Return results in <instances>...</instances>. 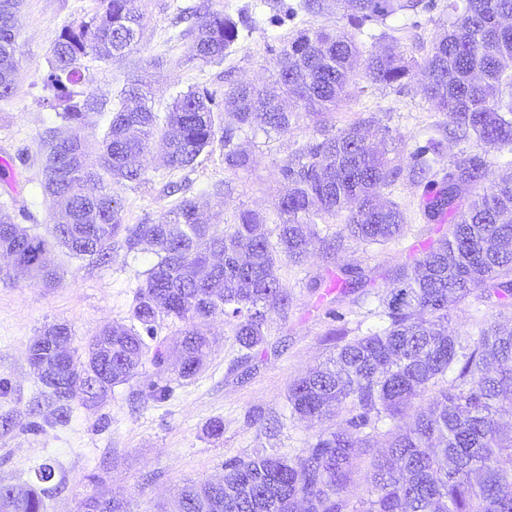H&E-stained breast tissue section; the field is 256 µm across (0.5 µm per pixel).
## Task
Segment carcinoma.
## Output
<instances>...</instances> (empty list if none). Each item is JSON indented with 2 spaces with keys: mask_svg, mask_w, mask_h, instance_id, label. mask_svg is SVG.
Returning a JSON list of instances; mask_svg holds the SVG:
<instances>
[{
  "mask_svg": "<svg viewBox=\"0 0 512 512\" xmlns=\"http://www.w3.org/2000/svg\"><path fill=\"white\" fill-rule=\"evenodd\" d=\"M423 0H340L348 25L363 32L370 24L416 11ZM102 12L62 28L54 42L45 86L52 109L68 134L44 140L43 198L53 205L45 232H29L0 208V253L13 266L50 285L58 273L50 253L56 246L76 257L104 264L119 241L141 245L156 257L138 286L133 319L137 325L107 326L84 353L67 351L55 362L51 337L70 336L54 324L34 337L32 361L52 366L36 379L56 404L54 423L70 413L78 393L96 405L113 387L136 377L144 360L161 366L167 348L155 342L160 316L182 326L175 348L179 377L204 367L213 348L209 321L236 320L235 339L245 350L264 342L269 310L290 303L276 270L281 257L299 263L316 249H334L319 236L317 221L334 219L355 240L384 244L402 236L405 209L381 200L400 178L421 189L427 224H446L448 233L422 255L388 276L383 299L385 324L336 346L324 363L295 379L288 389L291 412L310 426L348 415L346 426L321 429L295 458L273 450L224 462L217 483L182 487L173 512H512V329L485 324L463 338L448 326V311L470 298L512 300V175L485 188L486 153L447 156L442 140L431 138L410 154L407 168L392 165L370 146L364 122H353L303 148L281 168L287 193L277 204V241L265 231V216L241 210L222 231L214 230L197 201L184 198L156 224L129 225L112 194L99 187L100 175L87 163L89 143L82 134L86 116L103 108L93 95L75 100L73 87L84 79L83 60L112 59L133 50L142 31L135 0H101ZM23 0H0V99L17 86L19 17ZM454 21L422 61L409 63L396 47L363 49L346 30L310 27L284 42L271 79L262 84H229L234 124L221 127L224 100L205 85L176 95L164 115L147 104L140 84L119 94L102 138L96 143L100 166L118 181L139 182L137 163L160 136L170 169L195 164L224 129V168L247 171L255 160L234 142L236 133L259 122L277 133L290 130L295 109L324 117L347 99L361 77L401 92L415 74L423 77L425 100L448 116L443 140H475L498 152H512V0H448ZM256 21L242 28L224 12L196 16L188 60L221 63ZM435 391L427 409L417 400ZM387 425L386 451L367 465L366 496H345L358 470L362 448ZM54 477L48 466L35 473L37 485L11 498L0 485V509L44 512L46 489ZM129 512L128 503L105 493L79 503V512Z\"/></svg>",
  "mask_w": 512,
  "mask_h": 512,
  "instance_id": "carcinoma-1",
  "label": "carcinoma"
}]
</instances>
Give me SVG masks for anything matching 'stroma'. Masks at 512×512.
<instances>
[{"mask_svg": "<svg viewBox=\"0 0 512 512\" xmlns=\"http://www.w3.org/2000/svg\"><path fill=\"white\" fill-rule=\"evenodd\" d=\"M255 0H138L143 13V37L136 50L112 61L86 59L79 89L117 100L127 83L140 81L150 92L155 111H166L177 92L195 84L224 89L226 80H268L276 54L294 31L307 27L342 29L346 21L336 0H324L316 15L298 13L284 25L255 30L222 64L186 63L189 39L173 40L172 23L178 9L201 4L209 10L232 15L250 13ZM438 9L417 19H397L378 27V39L364 45L379 50L400 47L407 59H422L433 42L447 32L451 22L441 10L448 0H437ZM101 10L100 0H24L20 14L18 54L19 84L16 93L0 99V158L14 172L13 184L0 181V204H7L15 222L41 232L51 221L50 207L38 192L45 155L42 141L48 129L61 121L45 107L50 92L43 78L51 48L64 26L78 24ZM370 139H378V125H387L398 144L390 157L405 165L414 145L437 130L447 117L428 104L419 82L399 93L359 80L348 99L329 115L328 125L341 128L366 118ZM319 117L298 112L285 133L256 126L239 138L255 164L247 171L224 167V144L213 145L194 166L168 169L159 147L144 160L141 183L105 178L103 185L118 201L125 223L159 222L181 198L200 202L219 226H227L241 210L251 209L266 218L269 236L277 234L276 205L285 193L281 167L310 141L319 138ZM224 187L222 195L210 194L212 185ZM421 191L408 182L397 184L390 199L406 209L407 224L396 241L366 244L348 237L342 224H318L320 236L335 239V251H315L301 263L281 259L277 275L291 302L269 311L265 342L254 350L241 349L234 338L235 321L221 315L210 324L216 340L205 368L195 377L179 378L173 367L144 363L136 378L113 387L103 403L87 407L71 404L66 423L29 431L31 410L40 407L51 415L53 406L41 395L42 387L27 359L34 336L48 326L64 323L70 329L71 348L85 350L104 326L131 320L133 298L143 274L155 257L150 252L127 250L116 244L108 263L72 257L62 247L54 251L61 280L44 287L27 274L8 271L0 275V485L24 488L34 484L36 471L45 465L55 472L53 487L45 494L46 512H77L79 501L103 490L126 500L130 512H161L164 503L189 482L220 479L224 462L247 459L271 449L288 457L302 454L315 430L292 415L288 387L308 368L323 361L334 347L365 335L380 323L381 300L388 291L385 275L394 266L421 256L439 238L438 225L417 217ZM352 270L357 288L336 289L337 277ZM512 325V306L468 301L452 313L450 327L460 336L476 335L481 324ZM168 386L164 399L147 395L150 384ZM221 423V434L211 432Z\"/></svg>", "mask_w": 512, "mask_h": 512, "instance_id": "stroma-1", "label": "stroma"}]
</instances>
